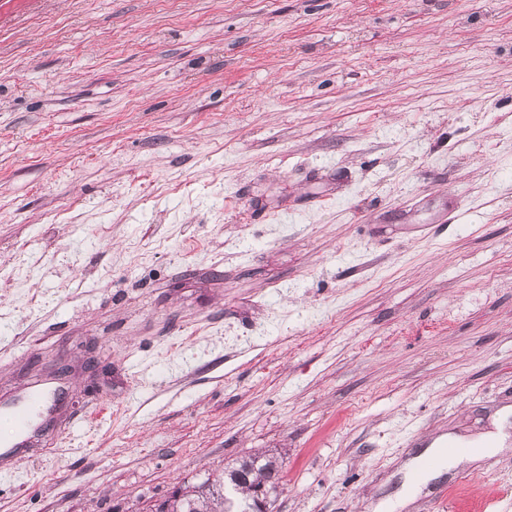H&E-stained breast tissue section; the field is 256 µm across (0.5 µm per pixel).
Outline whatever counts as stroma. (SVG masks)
<instances>
[{
    "instance_id": "obj_1",
    "label": "stroma",
    "mask_w": 512,
    "mask_h": 512,
    "mask_svg": "<svg viewBox=\"0 0 512 512\" xmlns=\"http://www.w3.org/2000/svg\"><path fill=\"white\" fill-rule=\"evenodd\" d=\"M0 512H512V0H0ZM57 390L43 386L26 395L0 406V413L11 418L16 426L14 438L9 448H24L30 435L35 431V416L51 397H56ZM9 448H4V451ZM448 448H456L455 443L451 439H448ZM448 448H442L441 441L434 440L430 448H426L422 454L411 462L408 467V472L405 474L404 481L394 499L392 498L386 502L378 503L376 510L382 508H404L408 501L416 496L431 479L439 477L448 470V467L456 465V460L451 455L448 456ZM430 457L435 458V468L432 470H423L421 466L423 461ZM415 473L420 474L421 480H413L412 476ZM274 450L251 453L236 459L222 470H215L199 482L183 481L181 494L164 498L161 512H257L253 496L244 489H236L237 481L249 478L253 484L265 483L266 489L277 496L281 487L284 460ZM250 462V468L243 469Z\"/></svg>"
}]
</instances>
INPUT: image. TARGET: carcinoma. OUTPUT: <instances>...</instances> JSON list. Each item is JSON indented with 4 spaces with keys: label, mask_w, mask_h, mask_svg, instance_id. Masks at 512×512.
Returning <instances> with one entry per match:
<instances>
[{
    "label": "carcinoma",
    "mask_w": 512,
    "mask_h": 512,
    "mask_svg": "<svg viewBox=\"0 0 512 512\" xmlns=\"http://www.w3.org/2000/svg\"><path fill=\"white\" fill-rule=\"evenodd\" d=\"M284 460L273 450L257 451L215 470L199 481L184 482L183 492L164 498L160 512H256L253 496L235 488L238 481L265 483L278 494L283 478Z\"/></svg>",
    "instance_id": "carcinoma-1"
}]
</instances>
